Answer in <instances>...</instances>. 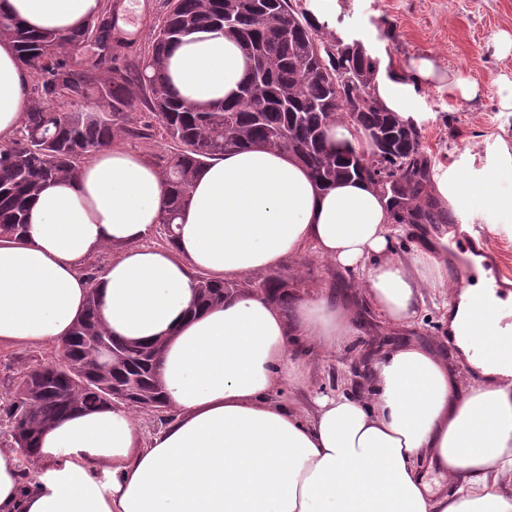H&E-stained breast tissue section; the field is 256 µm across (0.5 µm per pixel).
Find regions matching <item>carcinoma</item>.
<instances>
[{
    "mask_svg": "<svg viewBox=\"0 0 512 512\" xmlns=\"http://www.w3.org/2000/svg\"><path fill=\"white\" fill-rule=\"evenodd\" d=\"M98 15L68 33L32 31L0 10V39L11 41L35 78L23 126L13 145L0 148V241H25L29 204L51 182L73 175L89 153L116 138L150 140L155 134L175 146L162 165L166 202L162 225L174 245L172 226L190 202L193 181L210 161L263 145L295 156L313 180L327 187L340 179H362L386 201L395 224H450L429 193L432 159L413 120L390 112L378 100L379 61L361 43L337 44L336 33L319 22L307 0H167L166 12L142 65L131 69L117 57H98L96 74L69 62L96 29ZM215 31L235 37L251 60L240 94L232 103L191 105L165 76L171 48L185 36ZM51 56L40 53L43 45ZM97 89L105 110L72 107ZM54 103V109L45 101ZM141 101L158 120L130 127L125 110ZM333 123L350 124L367 145L335 150L325 139ZM288 279L267 274L223 281L196 276L194 310L224 304L244 292L260 295L288 312ZM118 354L103 365L94 341ZM57 363L30 362L0 392V443L30 457L44 429L79 410L157 405L169 414L158 373L162 342L134 343L112 336L91 289L85 312L62 343Z\"/></svg>",
    "mask_w": 512,
    "mask_h": 512,
    "instance_id": "carcinoma-1",
    "label": "carcinoma"
}]
</instances>
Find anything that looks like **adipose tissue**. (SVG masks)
I'll return each mask as SVG.
<instances>
[{
    "label": "adipose tissue",
    "mask_w": 512,
    "mask_h": 512,
    "mask_svg": "<svg viewBox=\"0 0 512 512\" xmlns=\"http://www.w3.org/2000/svg\"><path fill=\"white\" fill-rule=\"evenodd\" d=\"M103 0H0L36 30L68 31ZM250 61L226 36L201 31L170 51L166 77L190 103L234 101ZM434 63L381 70L376 94L405 118L437 81ZM28 71L0 40V142L19 129ZM512 154L484 173L455 166L433 175L440 209L512 212ZM164 213L159 169L119 143L96 150L74 176L48 185L28 211L26 241L0 245V347L60 345L90 289L81 268L117 250L98 286L114 336L164 340L159 372L173 411L142 439L128 409L72 413L46 428L32 468L0 448V512H512V301L485 277L458 291L448 280L447 232L421 236L395 256L400 225L379 191L361 180L319 189L287 152L255 146L210 162L195 177L175 243L147 245ZM313 246L360 273L359 285L389 322L417 314L427 290L448 292V339L476 379L462 389L432 348L405 344L377 361L370 398L334 393L310 415L275 400L309 383L288 352V326L335 346L353 316L325 296L300 300L292 317L246 293L194 312L195 274L238 279ZM484 295L497 317L477 318ZM433 468L451 488L433 493Z\"/></svg>",
    "instance_id": "adipose-tissue-1"
}]
</instances>
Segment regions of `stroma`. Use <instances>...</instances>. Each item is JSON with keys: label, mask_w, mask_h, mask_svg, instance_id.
Masks as SVG:
<instances>
[{"label": "stroma", "mask_w": 512, "mask_h": 512, "mask_svg": "<svg viewBox=\"0 0 512 512\" xmlns=\"http://www.w3.org/2000/svg\"><path fill=\"white\" fill-rule=\"evenodd\" d=\"M166 0H106L112 31L126 44L120 63L136 66L151 44L163 17ZM333 31L361 40L374 57L388 67L410 68L422 58L432 60L442 80L421 90L418 123L422 145L434 169L462 164L481 170L493 166L502 148L512 149V0H336L330 17ZM476 86L474 98H463L454 81ZM491 249L487 262L501 261L512 271V215L494 213L477 220ZM292 284L295 299L325 295L348 304L354 311L355 334L326 350L288 329V347L305 364L307 389L283 391L280 399L292 407L310 406L314 397L350 391L351 368L365 349L370 332L383 340L390 353L405 342L436 347L448 355V368L460 372L448 344V297L429 291L414 321L390 325L369 304L357 287V275L321 258L313 248L278 267ZM52 346L0 348V384L19 378L30 359L48 363L57 359Z\"/></svg>", "instance_id": "35a3bbf8"}]
</instances>
